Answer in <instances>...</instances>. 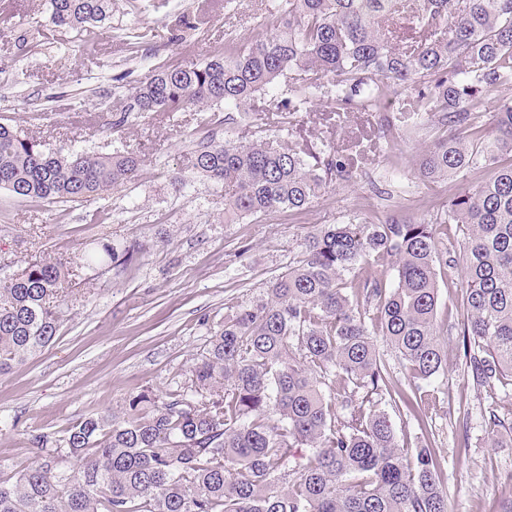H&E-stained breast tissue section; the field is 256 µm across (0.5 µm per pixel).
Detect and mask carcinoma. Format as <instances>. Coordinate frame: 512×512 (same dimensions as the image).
<instances>
[{
	"label": "carcinoma",
	"instance_id": "1",
	"mask_svg": "<svg viewBox=\"0 0 512 512\" xmlns=\"http://www.w3.org/2000/svg\"><path fill=\"white\" fill-rule=\"evenodd\" d=\"M50 22L82 32L112 17V0H50ZM271 36L201 64H162L112 109L132 114L198 106L222 112L192 142L186 168L224 187V223L306 210L333 179L347 180L367 153L319 148L264 130L231 136L233 113L306 112L328 98L336 115L374 112L400 99L384 132L439 136L417 177L447 182L479 169L429 221L388 218L336 224L310 236L265 298L224 318L190 367V394L140 393L121 416L91 414L19 473L0 476V512H448L434 449L399 445L387 405L430 406L448 364L437 332V229H465L459 335L473 381L512 382V0H276ZM129 151L64 155L0 123V188L37 203L80 202L137 180ZM135 249L107 241L82 267L120 266ZM389 258L393 284L346 274ZM73 270L44 255L0 279V374L54 343ZM399 357L393 377L377 345ZM312 455L289 467L294 449Z\"/></svg>",
	"mask_w": 512,
	"mask_h": 512
}]
</instances>
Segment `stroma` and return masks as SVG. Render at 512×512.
Here are the masks:
<instances>
[{
	"label": "stroma",
	"mask_w": 512,
	"mask_h": 512,
	"mask_svg": "<svg viewBox=\"0 0 512 512\" xmlns=\"http://www.w3.org/2000/svg\"><path fill=\"white\" fill-rule=\"evenodd\" d=\"M271 0H112V17L95 44L49 21L47 0H0V122L47 147L70 153L134 151L144 164L133 185L88 202L34 203L0 189V277L43 254L68 266L103 240L133 246L132 264L87 280L66 295L68 309L54 344L0 375V465L7 474L37 455L32 438L61 439L72 423L117 414L141 391L168 398L186 391L190 366L226 315L262 297L297 261L308 236L329 224L388 216L426 219L476 172L423 185L419 153L435 138L426 129H397L381 138L374 161L350 182L330 187L300 214L277 212L240 224L224 221V191L191 173L183 156L211 127L209 112L131 116L109 126L115 102L160 64L204 61L226 38L261 34ZM397 98L377 112L337 120L330 103L283 123L297 141L344 148L373 135L395 113ZM438 311L448 365L435 384L436 409L417 421L406 407H388L400 444H432L441 463L449 512H500L512 499V436L492 432L489 414L512 423V389L492 390L466 378L457 309L464 281L448 260L461 259L459 225L439 229Z\"/></svg>",
	"instance_id": "1"
}]
</instances>
